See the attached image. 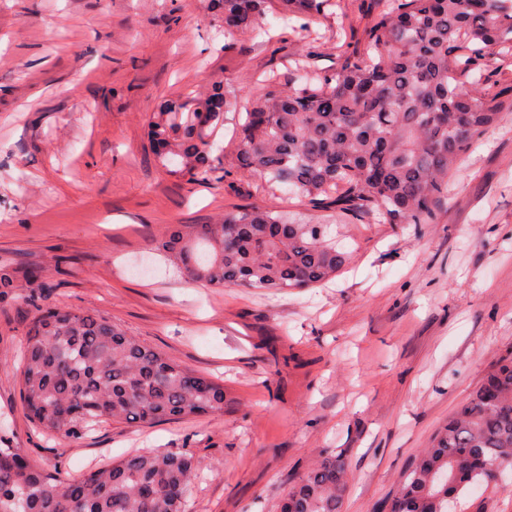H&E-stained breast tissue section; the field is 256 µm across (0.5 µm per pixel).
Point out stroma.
Wrapping results in <instances>:
<instances>
[{
  "label": "stroma",
  "instance_id": "obj_1",
  "mask_svg": "<svg viewBox=\"0 0 512 512\" xmlns=\"http://www.w3.org/2000/svg\"><path fill=\"white\" fill-rule=\"evenodd\" d=\"M264 22L274 40L225 35L208 0H0V273L15 283L0 293V448L65 482L138 451L192 450L201 471L185 512H279L290 485L340 451L342 512H382L512 356V116L449 178L434 224H350L245 175L170 176L148 139L161 104L220 84L246 111L264 77L304 82L297 59L332 68L368 16L336 0L306 27L276 11ZM254 206L340 232L348 264L301 290L210 288L157 249L171 226ZM26 288L222 384L223 414L40 433L18 379ZM465 512H512V469Z\"/></svg>",
  "mask_w": 512,
  "mask_h": 512
}]
</instances>
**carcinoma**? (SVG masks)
<instances>
[{"mask_svg": "<svg viewBox=\"0 0 512 512\" xmlns=\"http://www.w3.org/2000/svg\"><path fill=\"white\" fill-rule=\"evenodd\" d=\"M305 27L333 0H213L224 31L259 30L271 3ZM363 44L298 87L270 77L237 114L236 169L284 185L313 211L352 221L435 224L448 176L505 118L488 67L512 59V0H363ZM233 101L216 87L164 105L150 143L175 177L206 182ZM158 248L212 288L302 289L344 267L348 253L325 224L261 207L215 224L176 225ZM34 309L20 391L47 434L81 438L112 419L153 424L224 411V387L93 314L25 297ZM200 461L190 452H142L62 485L16 448H0V512H184ZM512 466V359L497 363L432 446L412 463L388 512H448ZM345 457L330 454L289 488L280 512H341Z\"/></svg>", "mask_w": 512, "mask_h": 512, "instance_id": "cac0c4a2", "label": "carcinoma"}]
</instances>
